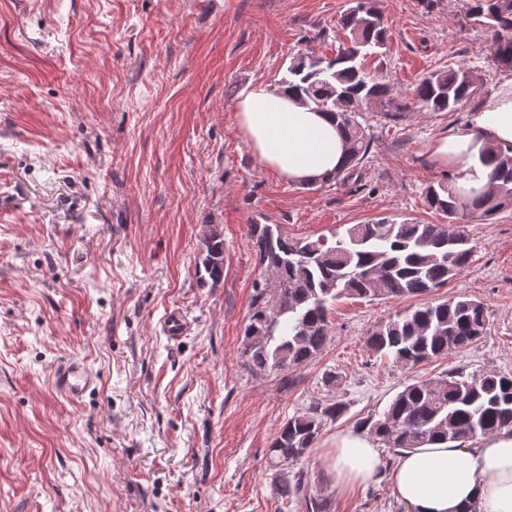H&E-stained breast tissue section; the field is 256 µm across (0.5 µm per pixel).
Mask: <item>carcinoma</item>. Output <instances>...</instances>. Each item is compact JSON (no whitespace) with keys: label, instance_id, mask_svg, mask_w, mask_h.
I'll use <instances>...</instances> for the list:
<instances>
[{"label":"carcinoma","instance_id":"cac0c4a2","mask_svg":"<svg viewBox=\"0 0 512 512\" xmlns=\"http://www.w3.org/2000/svg\"><path fill=\"white\" fill-rule=\"evenodd\" d=\"M467 18L484 28L496 67L512 71V0H467ZM345 41L333 57L300 53L291 58L281 86L336 121L346 149L343 166L325 178L348 183L371 150L374 133L362 106L373 103L388 120L416 107L426 112H458L477 86L471 70L450 66L417 81L411 102L391 94L390 85L365 67L368 56L384 48L387 27L370 0H352L341 16ZM457 176L425 189V203L446 217L445 224L400 223L379 219L353 224L334 242L291 238L279 224H249L262 268L254 279L243 329V365L255 376L293 372L321 354L330 341V307L341 298L401 299L428 296L470 263L473 253L466 224H483L512 209V154L499 156L491 189L467 202L456 193ZM195 275L202 287L224 278V235L205 225ZM484 303L466 295L428 299L377 324L366 336L372 354L413 369L432 359L471 347L487 335ZM327 397L313 400L289 417L267 450L276 475V495L300 512H333L331 500L310 487L300 467L324 429L347 411L337 395L339 376L321 377ZM512 431V376L467 374L406 384L383 412L358 419L364 433L397 456L429 441L458 442Z\"/></svg>","mask_w":512,"mask_h":512}]
</instances>
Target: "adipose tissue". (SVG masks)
I'll return each mask as SVG.
<instances>
[{
	"instance_id": "obj_1",
	"label": "adipose tissue",
	"mask_w": 512,
	"mask_h": 512,
	"mask_svg": "<svg viewBox=\"0 0 512 512\" xmlns=\"http://www.w3.org/2000/svg\"><path fill=\"white\" fill-rule=\"evenodd\" d=\"M234 112L257 162L289 182L322 181L344 161L342 137L328 114L282 88H245ZM509 149L512 80L502 83L489 103L472 110L464 128L434 139L429 156L436 166L461 169L456 185L467 200L487 190L498 152ZM323 455L340 492L368 486L381 471L377 443L355 431L336 435ZM389 479L405 512H512V433L405 450Z\"/></svg>"
}]
</instances>
